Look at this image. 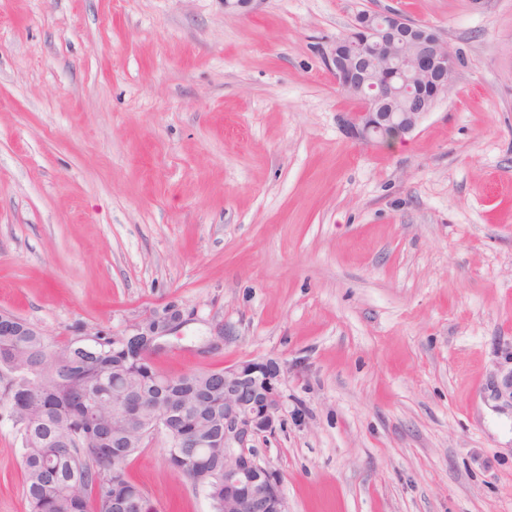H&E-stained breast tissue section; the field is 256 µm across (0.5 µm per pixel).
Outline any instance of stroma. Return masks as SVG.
Segmentation results:
<instances>
[{"instance_id":"1","label":"stroma","mask_w":512,"mask_h":512,"mask_svg":"<svg viewBox=\"0 0 512 512\" xmlns=\"http://www.w3.org/2000/svg\"><path fill=\"white\" fill-rule=\"evenodd\" d=\"M385 9L458 65L377 148L323 50ZM170 307L158 370L277 369L254 446L288 512H512V0H0V310L60 345ZM165 446L131 479L212 512Z\"/></svg>"}]
</instances>
